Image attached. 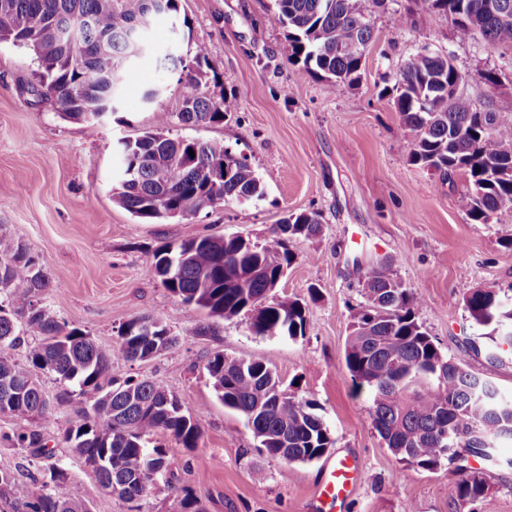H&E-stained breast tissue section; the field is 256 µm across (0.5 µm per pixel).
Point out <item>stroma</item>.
Returning a JSON list of instances; mask_svg holds the SVG:
<instances>
[{"label": "stroma", "mask_w": 512, "mask_h": 512, "mask_svg": "<svg viewBox=\"0 0 512 512\" xmlns=\"http://www.w3.org/2000/svg\"><path fill=\"white\" fill-rule=\"evenodd\" d=\"M174 19L157 21L152 55L127 81L120 119L94 130L60 116L51 102L27 90L36 81L33 54L0 43V228L22 243L47 272L50 285L35 297L59 321L115 344L120 328L143 315H162L177 344L147 361H114L112 375L148 377L174 392L196 419L195 449L156 433L177 477L158 484L142 512H179L177 490L191 489L206 512H312L318 486L338 457L355 456L365 478L345 512H512V445L498 450L488 493L459 506L448 500L452 468L426 471L406 465L371 425L367 393L357 391L345 365L353 312L365 300L369 271L392 262L404 286L422 296L416 311L441 351L512 393V348L488 360L474 351L477 329L465 308L475 290L512 296V206L490 223H477L458 205L463 175L446 180L412 164L409 136L386 86L399 66L420 52L450 55L465 74L462 93L494 112H512V50L481 36L459 40L448 17L416 12L395 28L408 0H364L373 27L359 81L328 89L319 76L288 61V42L267 16L273 0H177ZM208 50L201 92L231 94L223 122H172L169 134L218 140L245 156L265 195L206 208L183 220L147 222L112 199L121 168L117 142L155 124L141 102L144 87L159 85L162 109L175 112L185 92L179 71L157 64L167 53L192 62ZM493 72L497 84L481 75ZM319 212L322 232L297 246L298 260L272 299L299 300L308 311L305 336H259L247 314L224 320L185 317L182 304L150 271L155 252L205 235L240 234L255 240L290 213ZM263 360L288 391L314 400L335 442L311 464L262 453L244 417L217 399L205 370L210 356ZM39 381L50 399L49 420L0 414V469L16 481L10 502L25 499L41 462L7 442V434L34 430L78 482L89 512H129L97 475L62 442L81 405L54 378ZM263 480H256L255 471Z\"/></svg>", "instance_id": "1"}]
</instances>
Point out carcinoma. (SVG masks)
Masks as SVG:
<instances>
[{"mask_svg":"<svg viewBox=\"0 0 512 512\" xmlns=\"http://www.w3.org/2000/svg\"><path fill=\"white\" fill-rule=\"evenodd\" d=\"M418 9L452 18L456 36L481 35L492 46L512 48V0H414ZM148 0H0V42L28 49L40 67L42 97L52 100L62 117L93 130L97 115L119 110L121 92L133 62L127 47L130 23L147 9ZM364 17L361 0H274L268 14L273 27L286 30L288 62L302 64L333 88L360 78L373 28L354 24ZM73 34L58 57L41 56L34 45L51 25ZM207 49L197 46L195 67L179 56L165 61L187 70L192 89L176 114L185 125L215 124L235 106V97L215 98L198 91ZM463 79L451 58L428 52L407 60L390 88L394 106L410 134V162L444 177L463 173L468 189L461 209L487 223L512 205V113L485 111L455 94ZM154 129L118 146L122 168L113 199L145 221L185 219L230 200L263 196L251 164L237 161L233 175L215 187L208 176L213 163L226 159L221 141H199L167 134L171 115L157 109ZM194 154H189V151ZM316 212L286 215L263 241L240 235L202 236L156 252L151 271L184 305L189 317L204 311L230 319L253 311L251 329L260 336L305 335L307 308L297 300L268 301L284 270L298 259L297 243L321 233ZM26 285L20 290L19 284ZM49 286L44 268L24 245L0 231V413L21 417L49 415V403L36 377L41 372L73 388L85 407L64 432L62 442L98 466L105 489L127 502H141L158 481L171 484L167 452L149 446L150 436L168 433L194 449L201 431L190 411L167 387L149 379L111 376L112 361L158 357L176 343L161 315L126 323L106 349L83 331L70 328L34 304ZM422 299L403 287L395 269L381 264L367 277L365 301L352 317L345 345L351 380L371 395L374 429L398 458L423 470L454 466L448 483L454 504L474 502L489 490L488 473L469 465L498 464L495 448L512 440V396L506 397L482 376L443 354L416 319ZM470 318L490 360L506 344L512 347V297L480 289L465 299ZM26 344L28 366L6 349ZM217 399L240 412L268 456L289 463L320 459L335 444L317 405L282 387L276 372L259 359H238L222 352L206 363ZM20 448H33L44 460L41 480L13 512H88L79 484L53 461L37 433H18Z\"/></svg>","mask_w":512,"mask_h":512,"instance_id":"1","label":"carcinoma"}]
</instances>
